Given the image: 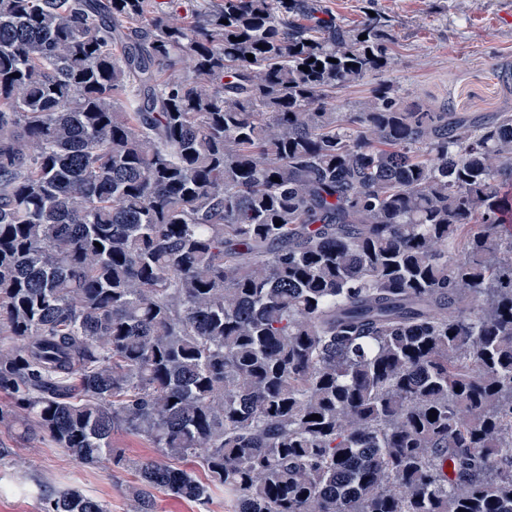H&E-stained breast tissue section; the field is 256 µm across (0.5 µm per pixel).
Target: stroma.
<instances>
[{
    "label": "stroma",
    "mask_w": 512,
    "mask_h": 512,
    "mask_svg": "<svg viewBox=\"0 0 512 512\" xmlns=\"http://www.w3.org/2000/svg\"><path fill=\"white\" fill-rule=\"evenodd\" d=\"M350 25L366 13L388 19L395 41L392 75L412 104L449 103L454 111L482 118L512 113V18L506 0H321ZM112 446L123 465L73 460L41 433L0 425V512H42L46 494L77 489L102 501L109 512H131V465L155 459L145 438L116 433Z\"/></svg>",
    "instance_id": "35a3bbf8"
}]
</instances>
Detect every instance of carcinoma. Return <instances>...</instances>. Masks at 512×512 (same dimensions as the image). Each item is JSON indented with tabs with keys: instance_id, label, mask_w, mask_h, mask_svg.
I'll return each instance as SVG.
<instances>
[{
	"instance_id": "carcinoma-1",
	"label": "carcinoma",
	"mask_w": 512,
	"mask_h": 512,
	"mask_svg": "<svg viewBox=\"0 0 512 512\" xmlns=\"http://www.w3.org/2000/svg\"><path fill=\"white\" fill-rule=\"evenodd\" d=\"M316 11L0 0V425L145 438L131 512H512V114L335 111L394 35ZM155 497V512H230L224 492L215 491L209 503L203 506L163 492H155Z\"/></svg>"
}]
</instances>
